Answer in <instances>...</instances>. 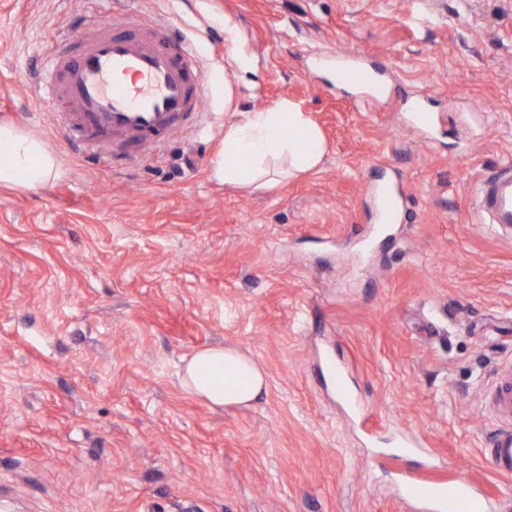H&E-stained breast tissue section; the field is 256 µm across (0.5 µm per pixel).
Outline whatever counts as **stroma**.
<instances>
[{"label":"stroma","instance_id":"35a3bbf8","mask_svg":"<svg viewBox=\"0 0 512 512\" xmlns=\"http://www.w3.org/2000/svg\"><path fill=\"white\" fill-rule=\"evenodd\" d=\"M114 10L178 21L219 120L125 170L71 149L35 90L57 41ZM340 51L375 72L373 104L337 83ZM286 99L322 163L217 180L226 127ZM3 123L58 171L0 186V512H426L399 473L431 462L512 512L482 455L512 367V235L474 194L512 162V0H0ZM391 181L405 209L385 223ZM207 346L255 359L265 396L184 392Z\"/></svg>","mask_w":512,"mask_h":512}]
</instances>
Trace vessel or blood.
Returning <instances> with one entry per match:
<instances>
[{"instance_id":"1","label":"vessel or blood","mask_w":512,"mask_h":512,"mask_svg":"<svg viewBox=\"0 0 512 512\" xmlns=\"http://www.w3.org/2000/svg\"><path fill=\"white\" fill-rule=\"evenodd\" d=\"M210 78L171 22L142 25L130 13L103 24H83L77 37L45 59L39 94L61 101L59 130L71 146L120 167L145 159L177 132L194 128L204 113ZM486 223L512 227V164L493 170L476 188ZM398 186L385 187L379 206L387 220L400 217ZM499 421L487 450L498 473L512 475V372L489 394ZM452 512H485L486 503L469 482L450 485Z\"/></svg>"}]
</instances>
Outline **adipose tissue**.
<instances>
[{
	"label": "adipose tissue",
	"instance_id": "adipose-tissue-1",
	"mask_svg": "<svg viewBox=\"0 0 512 512\" xmlns=\"http://www.w3.org/2000/svg\"><path fill=\"white\" fill-rule=\"evenodd\" d=\"M324 143L310 113L283 101L244 113L224 132V153L213 171L225 184L266 188L316 168ZM57 162L41 142L0 125V185L37 186L53 176ZM183 388L211 407L242 406L266 389L262 369L237 349L210 346L182 361Z\"/></svg>",
	"mask_w": 512,
	"mask_h": 512
}]
</instances>
